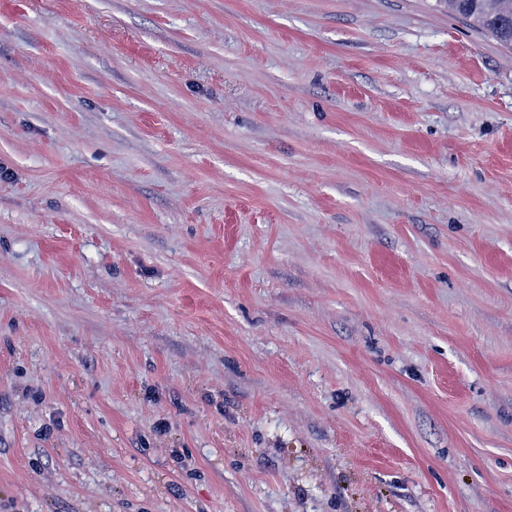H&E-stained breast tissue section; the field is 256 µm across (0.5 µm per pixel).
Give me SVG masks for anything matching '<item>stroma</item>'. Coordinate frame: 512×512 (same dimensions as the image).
I'll list each match as a JSON object with an SVG mask.
<instances>
[{
  "mask_svg": "<svg viewBox=\"0 0 512 512\" xmlns=\"http://www.w3.org/2000/svg\"><path fill=\"white\" fill-rule=\"evenodd\" d=\"M0 512H512V50L0 0Z\"/></svg>",
  "mask_w": 512,
  "mask_h": 512,
  "instance_id": "35a3bbf8",
  "label": "stroma"
}]
</instances>
